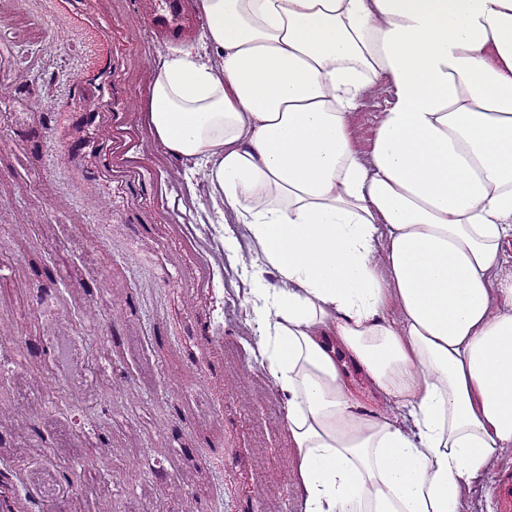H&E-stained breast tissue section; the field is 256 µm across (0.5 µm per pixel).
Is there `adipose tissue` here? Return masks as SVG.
<instances>
[{"mask_svg": "<svg viewBox=\"0 0 512 512\" xmlns=\"http://www.w3.org/2000/svg\"><path fill=\"white\" fill-rule=\"evenodd\" d=\"M150 87L272 273L252 290L304 512H463L512 446V0H200ZM389 97L356 119L376 84ZM407 409L365 413L351 384Z\"/></svg>", "mask_w": 512, "mask_h": 512, "instance_id": "adipose-tissue-1", "label": "adipose tissue"}]
</instances>
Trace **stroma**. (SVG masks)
Wrapping results in <instances>:
<instances>
[{
  "label": "stroma",
  "mask_w": 512,
  "mask_h": 512,
  "mask_svg": "<svg viewBox=\"0 0 512 512\" xmlns=\"http://www.w3.org/2000/svg\"><path fill=\"white\" fill-rule=\"evenodd\" d=\"M56 2L48 28L39 0H0V468L21 466L46 512H303L283 399L254 358V282L224 247L252 242L149 121L176 47L136 0ZM93 23L112 28L100 92L82 87ZM507 468L512 447L464 512H496Z\"/></svg>",
  "instance_id": "35a3bbf8"
}]
</instances>
